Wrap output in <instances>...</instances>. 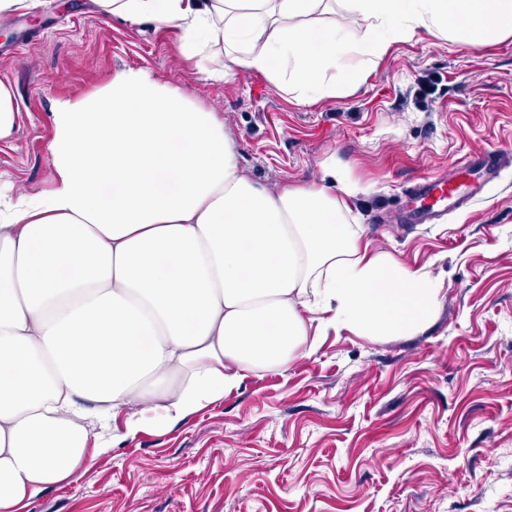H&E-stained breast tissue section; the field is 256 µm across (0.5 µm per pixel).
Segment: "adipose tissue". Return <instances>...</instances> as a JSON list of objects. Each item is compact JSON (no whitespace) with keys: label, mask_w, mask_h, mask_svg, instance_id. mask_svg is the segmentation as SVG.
Instances as JSON below:
<instances>
[{"label":"adipose tissue","mask_w":512,"mask_h":512,"mask_svg":"<svg viewBox=\"0 0 512 512\" xmlns=\"http://www.w3.org/2000/svg\"><path fill=\"white\" fill-rule=\"evenodd\" d=\"M180 31L208 75H265L300 103L355 91L346 60L417 29L470 45L512 36V0H95ZM49 192L0 202V512L90 463L93 428L172 421L248 374L286 369L329 330L427 326L438 286L371 251L335 171L278 192L235 160L224 122L121 69L53 114Z\"/></svg>","instance_id":"ef3b65f1"}]
</instances>
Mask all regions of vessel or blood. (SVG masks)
<instances>
[{"mask_svg": "<svg viewBox=\"0 0 512 512\" xmlns=\"http://www.w3.org/2000/svg\"><path fill=\"white\" fill-rule=\"evenodd\" d=\"M506 153L478 149L452 165L447 174L423 177L412 186L404 219L411 224H426L450 211H459L481 201L487 185L498 178L505 166Z\"/></svg>", "mask_w": 512, "mask_h": 512, "instance_id": "obj_1", "label": "vessel or blood"}]
</instances>
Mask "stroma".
<instances>
[{
  "mask_svg": "<svg viewBox=\"0 0 512 512\" xmlns=\"http://www.w3.org/2000/svg\"><path fill=\"white\" fill-rule=\"evenodd\" d=\"M147 71L224 119L240 168L306 185L333 168L350 223L440 284L411 336H323L311 357L249 375L224 398L133 435L114 428L90 465L21 512H512V166L438 224L379 223L416 178L481 148L512 149V37L476 46L417 30L360 87L300 104L263 76L208 77L176 28L122 23L93 0H33L0 20V197L50 189L52 113Z\"/></svg>",
  "mask_w": 512,
  "mask_h": 512,
  "instance_id": "1",
  "label": "stroma"
}]
</instances>
